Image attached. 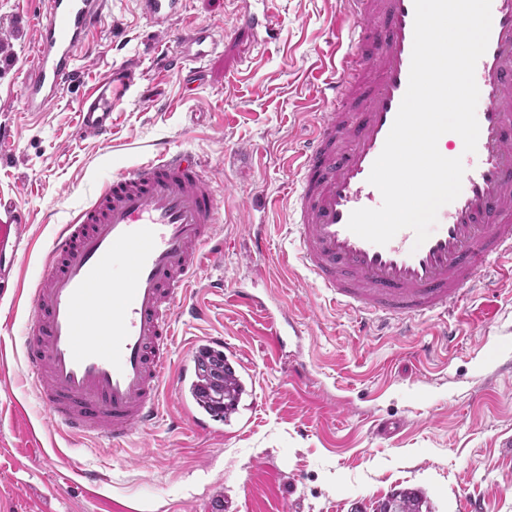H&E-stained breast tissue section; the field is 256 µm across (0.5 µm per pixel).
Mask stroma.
Masks as SVG:
<instances>
[{"mask_svg": "<svg viewBox=\"0 0 512 512\" xmlns=\"http://www.w3.org/2000/svg\"><path fill=\"white\" fill-rule=\"evenodd\" d=\"M237 0H187L162 31L137 0H112L89 47L46 111H24L20 89L35 55L44 0H0V195L32 222L15 276L0 284V512H375L392 493L422 492L429 512H512V288L495 270L481 275L454 315L445 343L439 318L391 327L369 341L358 316L336 309L295 260L286 167L325 106L313 71L344 15L342 0H277L280 34L267 49L235 32ZM208 24L231 31L207 62L205 81L162 61L178 36ZM134 65L137 86L112 115L103 141L80 134L78 105L108 69ZM185 149L206 165L218 191L223 290L195 288L200 317L183 315L172 345L181 361L208 336L224 338L246 386L238 410L219 429L174 425L180 398L136 429L124 451L67 441L48 419L22 369L29 313L17 286L42 275L59 225L92 192L158 151ZM277 198L269 206V198ZM271 251L250 255L256 225ZM245 285L284 307L300 338L276 351L258 313L236 306ZM306 371L294 377L295 364ZM399 419L402 431L377 436ZM99 480L86 479V472Z\"/></svg>", "mask_w": 512, "mask_h": 512, "instance_id": "35a3bbf8", "label": "stroma"}]
</instances>
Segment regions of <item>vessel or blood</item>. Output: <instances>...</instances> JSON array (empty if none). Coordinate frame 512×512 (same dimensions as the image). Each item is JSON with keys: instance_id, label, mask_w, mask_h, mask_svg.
I'll return each mask as SVG.
<instances>
[{"instance_id": "1", "label": "vessel or blood", "mask_w": 512, "mask_h": 512, "mask_svg": "<svg viewBox=\"0 0 512 512\" xmlns=\"http://www.w3.org/2000/svg\"><path fill=\"white\" fill-rule=\"evenodd\" d=\"M158 27L172 24L182 0H140ZM240 0L236 26L268 46L277 34L274 0ZM348 20L324 59L316 91L328 107L292 158L289 192L298 257L327 298L364 317L405 325L462 306L482 271L512 280V0H492V27L475 79L481 109L476 152L465 154L460 195L440 208L423 244L404 229L384 246L347 228L352 211L377 208L369 184L406 92L413 48L414 0H347ZM108 0H46L36 29V59L20 99L28 112L55 102L77 74L73 61L100 28ZM182 56L203 62L221 46L211 26L180 35ZM131 78L110 71L79 106L82 134L112 133L115 86ZM218 199L202 161L164 150L101 183L90 202L60 225L50 261L23 295L30 322L23 340L33 381L53 428L95 438L121 451L136 428L153 424L164 398L183 391L186 363L171 342L190 288L206 268L224 263ZM29 217L0 197V281L9 277ZM239 307L262 314L273 341L296 336L295 320L263 310L249 291Z\"/></svg>"}]
</instances>
